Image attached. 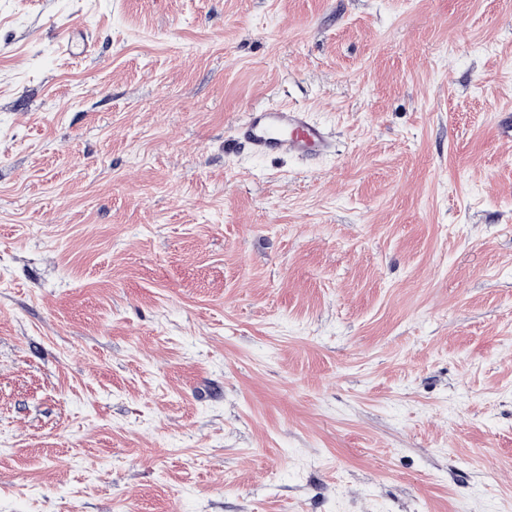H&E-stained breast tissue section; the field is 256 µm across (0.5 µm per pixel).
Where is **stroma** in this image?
I'll use <instances>...</instances> for the list:
<instances>
[{"mask_svg": "<svg viewBox=\"0 0 512 512\" xmlns=\"http://www.w3.org/2000/svg\"><path fill=\"white\" fill-rule=\"evenodd\" d=\"M508 112L512 0H0V512H512ZM234 133V140L248 146L254 156H316L335 151L324 126L307 110L287 105L250 108Z\"/></svg>", "mask_w": 512, "mask_h": 512, "instance_id": "obj_1", "label": "stroma"}]
</instances>
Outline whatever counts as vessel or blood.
<instances>
[{"label":"vessel or blood","instance_id":"1","mask_svg":"<svg viewBox=\"0 0 512 512\" xmlns=\"http://www.w3.org/2000/svg\"><path fill=\"white\" fill-rule=\"evenodd\" d=\"M234 133L236 142L261 157L316 156L335 150L324 126L314 121L307 110L287 105L250 108L235 125Z\"/></svg>","mask_w":512,"mask_h":512}]
</instances>
